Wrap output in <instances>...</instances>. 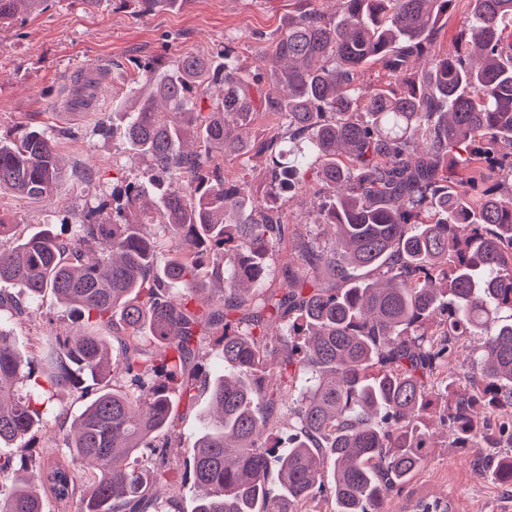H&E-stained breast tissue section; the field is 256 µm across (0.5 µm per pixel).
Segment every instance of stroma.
I'll list each match as a JSON object with an SVG mask.
<instances>
[{
	"label": "stroma",
	"instance_id": "stroma-1",
	"mask_svg": "<svg viewBox=\"0 0 512 512\" xmlns=\"http://www.w3.org/2000/svg\"><path fill=\"white\" fill-rule=\"evenodd\" d=\"M298 0H184L177 8L141 12L136 0H46L41 11L20 15L0 27V138L17 137L32 120L61 134L59 151L65 173L46 200L0 195V220L30 234L68 212L108 198L113 178L141 177L144 161L133 155L122 135L101 137L99 120L119 130L126 93L136 76L135 61H169L185 52L219 54L231 48L242 71L258 62L260 38L274 36ZM229 174H242L260 198H271L287 216L293 238L331 243L334 228L316 224L313 213L319 182L294 194L269 195L265 162L231 161ZM38 314L8 320L17 345L38 336L77 333L79 323L52 295ZM66 413L34 432L35 450L54 451L84 408L85 399L64 392L56 397ZM427 467L414 479L417 495L448 497L453 512H512V494L477 473L473 450L450 447L443 427H436Z\"/></svg>",
	"mask_w": 512,
	"mask_h": 512
}]
</instances>
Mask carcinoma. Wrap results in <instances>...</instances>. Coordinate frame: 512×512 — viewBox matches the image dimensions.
<instances>
[{
    "mask_svg": "<svg viewBox=\"0 0 512 512\" xmlns=\"http://www.w3.org/2000/svg\"><path fill=\"white\" fill-rule=\"evenodd\" d=\"M45 2L0 0V24ZM316 2L288 15L250 72L227 47L221 65L187 52L159 75L140 66L123 137L148 176L117 181L112 204L78 224L64 215L59 232L0 243V284L25 290L0 293V444L29 447L57 392L99 385L37 463L63 512L75 500L178 512L189 482L194 512H303L321 495L329 512H387L429 461L437 404L453 447L489 449L479 475L512 488V0H471L456 54L417 79L410 63L456 0H336L333 16ZM366 64L407 90L364 92ZM259 115L277 132L252 136ZM254 156L272 184L301 188L315 171L327 197L315 223L335 228L329 246H292L277 288L266 282L289 239L283 212L224 170ZM62 176L57 133L0 139V194L44 200ZM47 291L82 333L16 346L1 320ZM463 336L481 340L466 363ZM210 339L224 373L209 378ZM200 388L210 413L179 467L173 397L189 406ZM29 467L0 457V512H43ZM159 482L165 501L146 493ZM402 510L452 507L408 498Z\"/></svg>",
    "mask_w": 512,
    "mask_h": 512,
    "instance_id": "carcinoma-1",
    "label": "carcinoma"
}]
</instances>
